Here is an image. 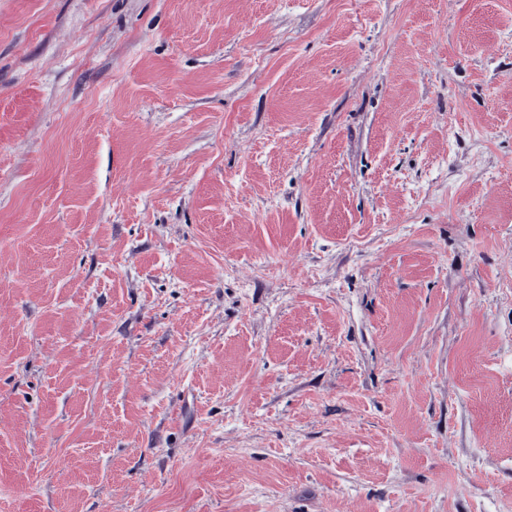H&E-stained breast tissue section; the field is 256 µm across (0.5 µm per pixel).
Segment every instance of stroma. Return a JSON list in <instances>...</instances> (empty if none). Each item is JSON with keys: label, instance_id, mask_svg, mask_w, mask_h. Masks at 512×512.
Segmentation results:
<instances>
[{"label": "stroma", "instance_id": "1", "mask_svg": "<svg viewBox=\"0 0 512 512\" xmlns=\"http://www.w3.org/2000/svg\"><path fill=\"white\" fill-rule=\"evenodd\" d=\"M0 512H512V0H0Z\"/></svg>", "mask_w": 512, "mask_h": 512}]
</instances>
